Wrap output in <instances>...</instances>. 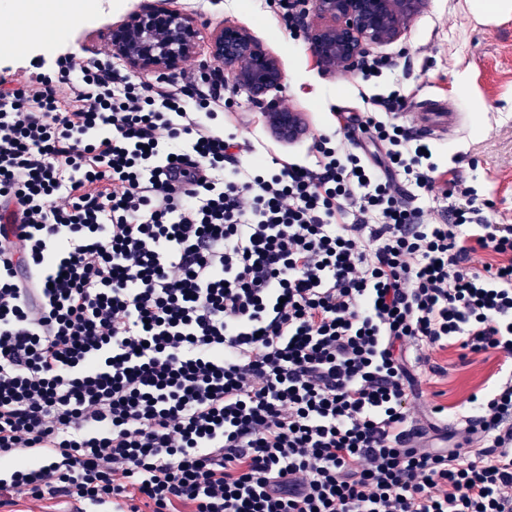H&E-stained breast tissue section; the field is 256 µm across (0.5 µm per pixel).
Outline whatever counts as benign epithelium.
Here are the masks:
<instances>
[{
	"label": "benign epithelium",
	"mask_w": 512,
	"mask_h": 512,
	"mask_svg": "<svg viewBox=\"0 0 512 512\" xmlns=\"http://www.w3.org/2000/svg\"><path fill=\"white\" fill-rule=\"evenodd\" d=\"M424 4L425 0H294L318 60L329 71L350 74L360 68L370 47L400 38ZM195 38L189 15L155 3L142 5L112 27L111 43L135 70L175 71L192 54ZM214 55L224 64L218 79L231 78L261 104L270 90L282 85L277 58L243 28L220 29ZM266 114L272 131L283 140H293L303 131L298 112L270 102Z\"/></svg>",
	"instance_id": "obj_1"
}]
</instances>
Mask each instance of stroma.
I'll return each mask as SVG.
<instances>
[{"label":"stroma","instance_id":"stroma-1","mask_svg":"<svg viewBox=\"0 0 512 512\" xmlns=\"http://www.w3.org/2000/svg\"><path fill=\"white\" fill-rule=\"evenodd\" d=\"M101 2L85 0L96 10L93 22L73 23L54 41L39 40L11 56L0 55V79L36 57L50 63L68 50L94 56L110 45L113 25L143 0H112L108 9ZM470 3L426 0L401 39L372 48V55L389 57L392 65L365 81L357 72L325 71L305 38L289 34L268 0H164L166 7L204 17L185 68L216 65L213 43L226 24L248 30L280 62L284 81L269 96L301 112L306 130L296 140L280 139L267 123L264 106L242 86L227 84L224 131L246 144L244 161L309 163L311 139L331 134L334 111L360 112L364 97L412 88L420 97H445L462 112L453 136L431 141L434 160L440 169L453 170L471 193L490 201L486 214L492 222L512 224V13L480 20ZM431 358L441 371L420 378L422 394L415 409L421 416L437 404L456 411L470 394L493 389L503 377L504 356L495 351L466 354L451 345L434 349Z\"/></svg>","mask_w":512,"mask_h":512}]
</instances>
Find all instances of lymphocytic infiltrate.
<instances>
[{
	"mask_svg": "<svg viewBox=\"0 0 512 512\" xmlns=\"http://www.w3.org/2000/svg\"><path fill=\"white\" fill-rule=\"evenodd\" d=\"M408 98L264 175L209 73L0 81V512H512L511 377L453 447L415 426L430 350L512 358V224L406 201L438 170Z\"/></svg>",
	"mask_w": 512,
	"mask_h": 512,
	"instance_id": "1",
	"label": "lymphocytic infiltrate"
}]
</instances>
